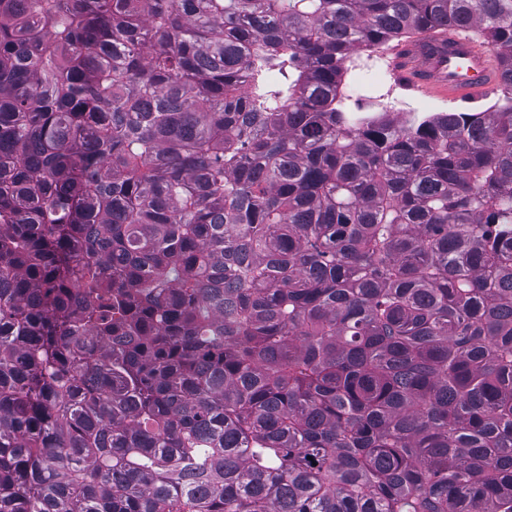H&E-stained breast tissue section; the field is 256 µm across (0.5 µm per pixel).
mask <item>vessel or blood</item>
<instances>
[{
    "label": "vessel or blood",
    "instance_id": "obj_1",
    "mask_svg": "<svg viewBox=\"0 0 512 512\" xmlns=\"http://www.w3.org/2000/svg\"><path fill=\"white\" fill-rule=\"evenodd\" d=\"M393 65L407 85L463 104L478 102L497 83L493 57L466 36L419 35L396 50Z\"/></svg>",
    "mask_w": 512,
    "mask_h": 512
}]
</instances>
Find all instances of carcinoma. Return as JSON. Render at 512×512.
Instances as JSON below:
<instances>
[{
	"instance_id": "cac0c4a2",
	"label": "carcinoma",
	"mask_w": 512,
	"mask_h": 512,
	"mask_svg": "<svg viewBox=\"0 0 512 512\" xmlns=\"http://www.w3.org/2000/svg\"><path fill=\"white\" fill-rule=\"evenodd\" d=\"M0 512H512V0H0ZM445 40L442 33L430 32L413 38L395 51L393 65L396 74L409 86L398 79L391 65L396 43L356 53L345 64L347 68L345 66L341 87L344 109L348 112H386L376 108L364 109V102L354 97L349 90L354 84L379 79L354 67L359 56L366 58L374 54L378 55L368 58L360 67H370L381 75L383 67L379 55L386 57L392 83L396 88L395 96L399 101L397 108L405 109L403 112L389 110L394 117H403L405 112H472L491 106L498 96L497 89L486 95L498 80L493 57L479 47V43L469 38L468 34L448 37L447 49ZM484 95L486 96L482 99ZM389 99H393L392 96L386 98L387 104L391 109H396L395 104L398 101Z\"/></svg>"
}]
</instances>
